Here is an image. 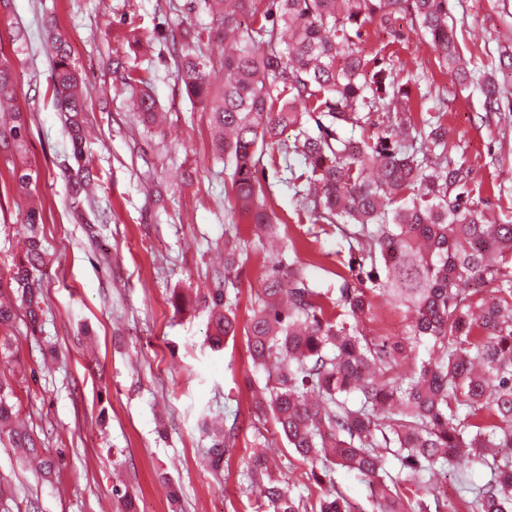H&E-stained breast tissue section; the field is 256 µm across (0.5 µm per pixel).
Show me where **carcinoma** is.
I'll return each mask as SVG.
<instances>
[{"label": "carcinoma", "mask_w": 512, "mask_h": 512, "mask_svg": "<svg viewBox=\"0 0 512 512\" xmlns=\"http://www.w3.org/2000/svg\"><path fill=\"white\" fill-rule=\"evenodd\" d=\"M230 44L224 82L211 90L209 62L196 52L202 32L180 31L177 79L203 103L214 151L232 166L231 193L256 231L281 240L270 259L257 308L246 329L254 366L265 371L264 423L272 424L290 456L311 467L315 490L294 496L255 457L247 478L256 487L254 512H354L329 488L336 467L355 472L379 512H427L440 495L436 475L448 467L482 466L490 478L469 487V512H512V222L486 223L485 201L469 189L472 169L455 156L443 113L412 112L393 93L391 72L365 68L357 39L371 24L399 18L430 37L441 66L459 82L477 83L486 115L500 111L503 90L486 73L460 66L448 0H194ZM55 108L81 135L83 78L70 63L65 34L53 29ZM12 67L0 56V161L16 194L28 202L27 249L13 265L9 287L21 292L26 324L37 332L43 286L36 272L44 250L34 231L43 209L34 198L38 173L17 164L28 123L17 106ZM133 105L154 122L147 91ZM383 111L386 123L374 114ZM371 126L357 140L345 131ZM289 127L297 134L283 152L300 211L314 224L337 228L348 273L334 288L308 276L295 243L279 234L259 178L263 147ZM238 225L224 239V285L203 297L214 351L237 336L228 287L246 262ZM493 285L489 304L479 286ZM405 310L398 336L366 332L371 294ZM425 349L404 375L393 366ZM14 390L0 380V438L26 449L36 472L50 478L54 461L29 433L12 427ZM468 409L465 417L460 408ZM230 427L209 455L213 467L235 444ZM397 461L398 476L386 465Z\"/></svg>", "instance_id": "carcinoma-1"}]
</instances>
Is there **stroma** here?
<instances>
[{
	"instance_id": "stroma-1",
	"label": "stroma",
	"mask_w": 512,
	"mask_h": 512,
	"mask_svg": "<svg viewBox=\"0 0 512 512\" xmlns=\"http://www.w3.org/2000/svg\"><path fill=\"white\" fill-rule=\"evenodd\" d=\"M189 0H9L0 7V48L7 54L28 116L23 165L36 171L46 250L42 326L23 319L7 330L0 376L16 395L15 421L60 466L57 479L38 480L9 441L0 442V483L13 501L0 512H117L113 487L126 489L137 512H253L246 472L257 454L282 459L280 436L258 435L254 369L242 330L252 316L268 259L252 245L238 286L240 335L223 351L207 343L202 306L224 266V233L251 226L225 195L230 178L215 154L209 121L175 79L181 28L210 27ZM460 53L472 67L512 83V0H449ZM68 37L71 61L84 79L90 194L72 197L66 167L72 144L53 105L52 59L42 44L49 26ZM21 41H13L15 32ZM367 71L397 72L410 106L443 112L448 137L472 169L471 187L490 214L512 205V98L501 115L483 118L478 86L443 72L428 37L410 22L370 25L359 41ZM139 69L164 115L145 122L113 79L115 61ZM287 129L265 148L263 178L281 229L296 242L320 287L335 286L343 243L336 231L310 234L297 221L299 203L288 173L274 159L294 139ZM20 200L0 168V276L9 277L24 232ZM185 304L174 311L170 299ZM237 423L238 437L221 468L207 462L213 441L204 415Z\"/></svg>"
}]
</instances>
